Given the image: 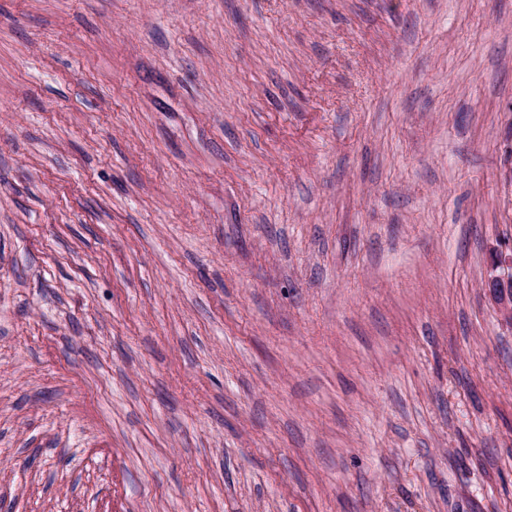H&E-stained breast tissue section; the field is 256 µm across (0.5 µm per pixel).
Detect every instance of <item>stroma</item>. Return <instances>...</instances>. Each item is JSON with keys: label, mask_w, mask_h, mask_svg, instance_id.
<instances>
[{"label": "stroma", "mask_w": 512, "mask_h": 512, "mask_svg": "<svg viewBox=\"0 0 512 512\" xmlns=\"http://www.w3.org/2000/svg\"><path fill=\"white\" fill-rule=\"evenodd\" d=\"M512 0H0V512H512ZM493 268L499 270L487 283L491 299L512 322V246L509 253L499 252L493 258Z\"/></svg>", "instance_id": "1"}]
</instances>
